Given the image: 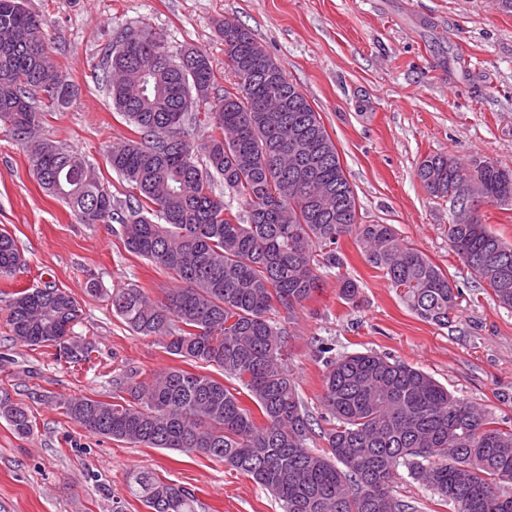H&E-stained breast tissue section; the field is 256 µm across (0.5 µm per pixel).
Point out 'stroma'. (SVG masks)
I'll list each match as a JSON object with an SVG mask.
<instances>
[{
	"label": "stroma",
	"mask_w": 512,
	"mask_h": 512,
	"mask_svg": "<svg viewBox=\"0 0 512 512\" xmlns=\"http://www.w3.org/2000/svg\"><path fill=\"white\" fill-rule=\"evenodd\" d=\"M42 19L54 65L73 87L63 107L41 100L40 133L81 154L104 187H129L107 155L131 138L100 82L103 47L127 28L149 25L172 51L206 53L214 96L233 89L218 20L250 29L287 78L320 112L366 224H390L462 291L444 326L414 315L371 267L356 235L339 239L340 270L294 314L274 311L288 331V369L313 417H320L324 364L319 340L336 354L373 351L431 375L455 396L512 427V309L472 279L448 242L456 212L416 177L419 163L447 154L462 164L488 159L512 170V12L490 0H27ZM13 236L25 264L0 280V399L27 407L34 422L19 436L0 417V512H149L131 495L129 470L192 489L201 512H282L277 501L224 463L93 435L63 414L59 399L107 400L126 366L144 376L177 366L156 336L130 330L107 297L134 284L154 299L171 277L129 253L116 224H83L47 195L29 170L24 142L0 130V231ZM359 285L340 295L338 274ZM102 291H87L88 278ZM56 285L74 297L77 340L92 347L74 363L53 346L16 341L10 291Z\"/></svg>",
	"instance_id": "stroma-1"
}]
</instances>
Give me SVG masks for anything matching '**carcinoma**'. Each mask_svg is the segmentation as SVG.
Segmentation results:
<instances>
[{
  "label": "carcinoma",
  "mask_w": 512,
  "mask_h": 512,
  "mask_svg": "<svg viewBox=\"0 0 512 512\" xmlns=\"http://www.w3.org/2000/svg\"><path fill=\"white\" fill-rule=\"evenodd\" d=\"M38 29L43 22L27 0H0V128L27 143L38 184L81 223L121 225L127 251L177 282L160 300L137 286L118 288L112 311L132 331L164 339L170 355L224 377L172 367L145 380L130 366L112 378V400L68 398L60 403L64 414L94 435L222 462L271 493L282 512H418L394 494L402 468L448 512H512V428L424 371L371 351L337 357L320 341L321 404L330 428L321 431L323 447L308 446L314 419L288 370L286 328L270 312H294L320 290L321 269L342 266L335 250L319 260L317 249L356 234L368 263L392 287L409 286L402 295L409 309L439 326L448 324L460 291L392 225L358 222L355 192L320 113L251 32L240 24L224 39L231 71L251 78L215 103L213 68L202 51L188 49L189 69L166 70L162 59L175 55L149 26L137 28L134 45L122 47L121 32L107 44L101 81L134 135L109 155L130 188L118 200L79 153L34 137L35 94L52 85L50 101L62 107L71 97L47 45L35 49L26 39ZM200 107L217 130L202 164L184 136L186 122L199 120L191 109ZM287 121L315 157L310 189L322 193L318 203L288 189L293 173L279 139ZM178 136L183 156L168 149ZM416 175L439 198L463 182L476 183L490 205L512 195V171L490 160L467 168L446 154L430 155ZM219 180L248 209L247 221L212 195ZM448 242L499 304L512 308V245L460 211L448 225ZM20 264L14 238L1 231L0 279ZM79 317L76 300L54 285L11 293L9 325L25 345L89 359L91 350L71 336ZM245 391L258 413L242 404ZM0 415L17 434L31 433L24 407L0 400ZM127 485L149 512H198L191 489L150 471H129Z\"/></svg>",
  "instance_id": "obj_1"
}]
</instances>
